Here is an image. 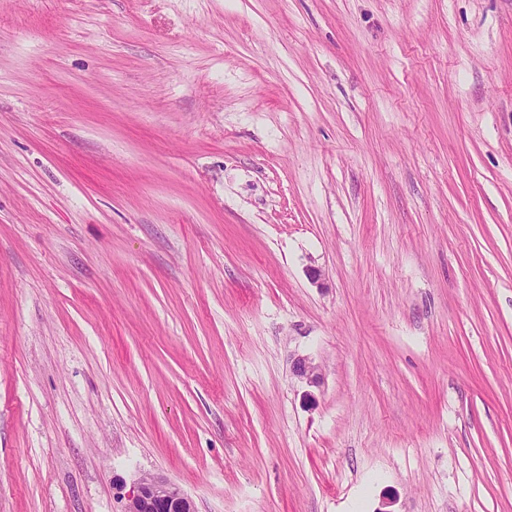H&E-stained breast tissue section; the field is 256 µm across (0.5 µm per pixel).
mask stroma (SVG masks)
Returning <instances> with one entry per match:
<instances>
[{
    "label": "stroma",
    "instance_id": "obj_1",
    "mask_svg": "<svg viewBox=\"0 0 512 512\" xmlns=\"http://www.w3.org/2000/svg\"><path fill=\"white\" fill-rule=\"evenodd\" d=\"M145 474L512 512V0H0V512Z\"/></svg>",
    "mask_w": 512,
    "mask_h": 512
}]
</instances>
